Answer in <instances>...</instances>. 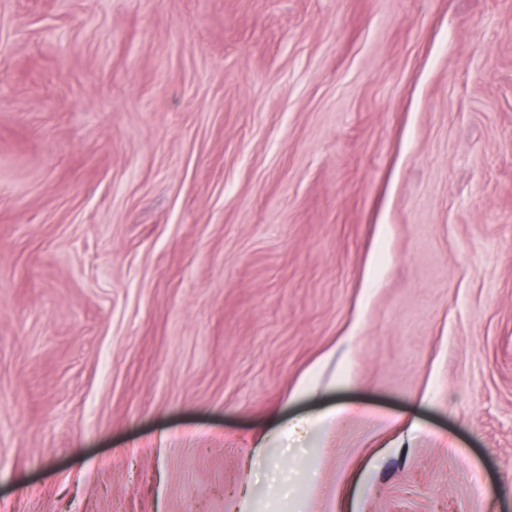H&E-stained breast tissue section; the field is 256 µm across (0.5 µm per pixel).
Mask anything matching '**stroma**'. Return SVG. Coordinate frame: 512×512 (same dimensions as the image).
I'll return each mask as SVG.
<instances>
[{
  "label": "stroma",
  "instance_id": "obj_1",
  "mask_svg": "<svg viewBox=\"0 0 512 512\" xmlns=\"http://www.w3.org/2000/svg\"><path fill=\"white\" fill-rule=\"evenodd\" d=\"M244 492L512 512V0H0V512Z\"/></svg>",
  "mask_w": 512,
  "mask_h": 512
}]
</instances>
